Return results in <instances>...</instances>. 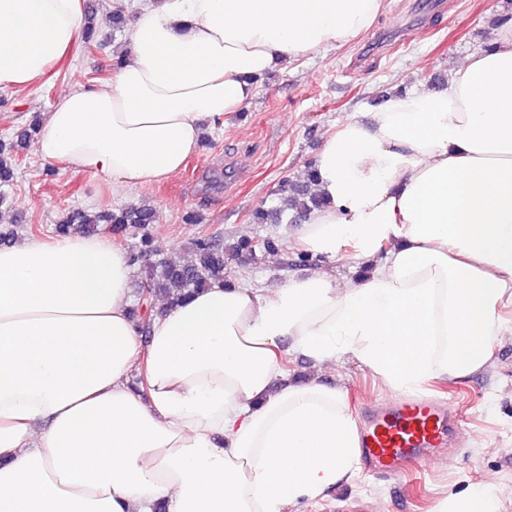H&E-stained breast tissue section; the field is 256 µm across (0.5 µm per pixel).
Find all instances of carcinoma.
<instances>
[{
	"label": "carcinoma",
	"mask_w": 512,
	"mask_h": 512,
	"mask_svg": "<svg viewBox=\"0 0 512 512\" xmlns=\"http://www.w3.org/2000/svg\"><path fill=\"white\" fill-rule=\"evenodd\" d=\"M39 122L33 121L21 134L20 139L0 142V187L13 184L16 171L17 148L33 141L39 134ZM314 178V170L306 174L307 182L295 183L283 179L277 189L280 205L268 210L258 209L252 214V220L258 224H281L291 219L296 220L313 209L324 206V200L316 193L310 192L309 184ZM155 212L145 206H127L112 211H89L74 209L67 212L57 225V232L64 234L79 229L95 232L101 224H107L117 234H129L134 239L131 261L139 262L154 251L152 224ZM275 241L272 237L263 239H241L233 252L247 258H256L257 253L272 252ZM189 251L192 259L184 265H173L159 260L146 271L144 283L146 295L138 298L137 310L141 311L139 325L147 330L150 315L145 308L151 301L164 294L173 303L192 293L199 292L211 285L224 281V246L220 240L207 235L199 236L190 242Z\"/></svg>",
	"instance_id": "carcinoma-1"
}]
</instances>
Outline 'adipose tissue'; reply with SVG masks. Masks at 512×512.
Masks as SVG:
<instances>
[{
    "mask_svg": "<svg viewBox=\"0 0 512 512\" xmlns=\"http://www.w3.org/2000/svg\"><path fill=\"white\" fill-rule=\"evenodd\" d=\"M387 0H156L110 83L44 113L39 157L114 188L170 178L276 67L342 47ZM84 35L81 0H0V91L42 79ZM291 242L320 265L230 280L130 314L133 268L111 236L0 247V512H289L353 480L344 395L281 365L352 354L397 393L486 366L512 305V20L445 86L388 94L324 138ZM367 274L338 280L345 252ZM439 512H512L485 485Z\"/></svg>",
    "mask_w": 512,
    "mask_h": 512,
    "instance_id": "obj_1",
    "label": "adipose tissue"
}]
</instances>
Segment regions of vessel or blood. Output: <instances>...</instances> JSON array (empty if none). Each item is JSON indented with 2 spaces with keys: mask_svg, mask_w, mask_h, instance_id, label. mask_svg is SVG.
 Masks as SVG:
<instances>
[{
  "mask_svg": "<svg viewBox=\"0 0 512 512\" xmlns=\"http://www.w3.org/2000/svg\"><path fill=\"white\" fill-rule=\"evenodd\" d=\"M457 428L449 405L408 399L372 406L360 430V446L368 472L392 477L448 445Z\"/></svg>",
  "mask_w": 512,
  "mask_h": 512,
  "instance_id": "vessel-or-blood-1",
  "label": "vessel or blood"
}]
</instances>
